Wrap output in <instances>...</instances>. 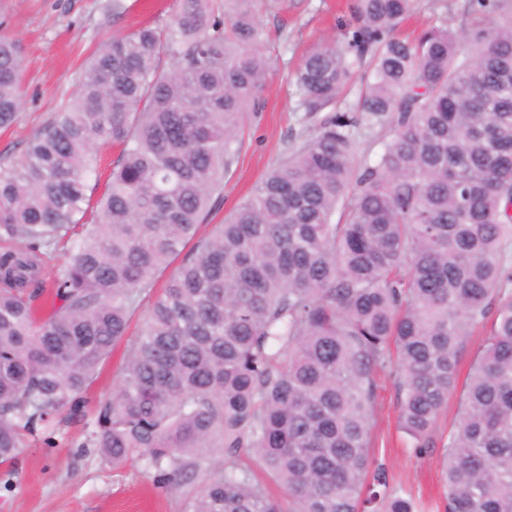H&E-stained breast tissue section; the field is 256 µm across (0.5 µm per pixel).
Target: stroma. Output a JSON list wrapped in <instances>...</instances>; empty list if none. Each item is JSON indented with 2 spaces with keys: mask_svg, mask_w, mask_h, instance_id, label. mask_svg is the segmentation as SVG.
Segmentation results:
<instances>
[{
  "mask_svg": "<svg viewBox=\"0 0 512 512\" xmlns=\"http://www.w3.org/2000/svg\"><path fill=\"white\" fill-rule=\"evenodd\" d=\"M355 0H282L281 8L261 21L271 59L263 92L264 107L250 115L239 155L224 181V192L208 218L222 223L252 187L284 154L291 139L318 124L303 112L292 73L314 45L342 39L354 25ZM174 0H122L124 11L112 12L111 0H0V36L21 46L23 107L17 122L0 130V153H20L24 143L71 99L85 61L112 36L169 14ZM466 0H414V12L400 30L418 34L437 17L457 24ZM115 350L99 378L85 392L78 417L64 427L38 429L28 436L11 467L0 466V512H184L180 493L159 487L140 466L113 468L98 449L89 447L95 407L112 392L122 363ZM457 398L440 417L435 446L416 453L398 424L399 400L393 384L377 398L372 426L376 458L396 486L443 512L444 487L439 460L456 422Z\"/></svg>",
  "mask_w": 512,
  "mask_h": 512,
  "instance_id": "1",
  "label": "stroma"
}]
</instances>
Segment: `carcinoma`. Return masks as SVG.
I'll return each instance as SVG.
<instances>
[{
  "label": "carcinoma",
  "instance_id": "obj_1",
  "mask_svg": "<svg viewBox=\"0 0 512 512\" xmlns=\"http://www.w3.org/2000/svg\"><path fill=\"white\" fill-rule=\"evenodd\" d=\"M269 2L175 0L0 155V465L122 344L90 445L192 486L185 512H420L370 450L377 390L394 379L427 451L480 328L445 512H512V0H470L413 41L396 36L412 0H358L346 41L294 74L303 110L326 113L315 133L204 232L259 108ZM364 62L372 80L338 107ZM19 70L1 36L0 128ZM361 128L391 133L372 160Z\"/></svg>",
  "mask_w": 512,
  "mask_h": 512
}]
</instances>
